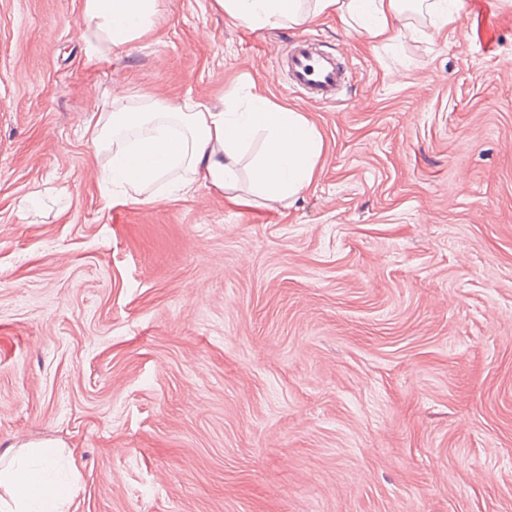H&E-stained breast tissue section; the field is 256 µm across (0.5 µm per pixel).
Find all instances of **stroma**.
<instances>
[{"label":"stroma","mask_w":512,"mask_h":512,"mask_svg":"<svg viewBox=\"0 0 512 512\" xmlns=\"http://www.w3.org/2000/svg\"><path fill=\"white\" fill-rule=\"evenodd\" d=\"M83 2L0 0V453L58 445L67 512H512V6L374 49L159 0L95 69ZM304 32L335 104L270 77ZM116 87L259 93L323 159L286 203L113 201L86 127Z\"/></svg>","instance_id":"obj_1"}]
</instances>
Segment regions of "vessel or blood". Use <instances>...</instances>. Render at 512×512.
<instances>
[{
	"label": "vessel or blood",
	"instance_id": "b4317fda",
	"mask_svg": "<svg viewBox=\"0 0 512 512\" xmlns=\"http://www.w3.org/2000/svg\"><path fill=\"white\" fill-rule=\"evenodd\" d=\"M288 87L319 104L337 102L348 83V72L336 54L319 48L315 38L296 39L282 60Z\"/></svg>",
	"mask_w": 512,
	"mask_h": 512
}]
</instances>
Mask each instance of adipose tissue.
<instances>
[{
	"instance_id": "ef3b65f1",
	"label": "adipose tissue",
	"mask_w": 512,
	"mask_h": 512,
	"mask_svg": "<svg viewBox=\"0 0 512 512\" xmlns=\"http://www.w3.org/2000/svg\"><path fill=\"white\" fill-rule=\"evenodd\" d=\"M233 19L252 29L302 27L324 14L335 15L348 30L366 34L379 45L415 35L418 24L409 0H216ZM158 0H84L78 20L87 61L107 62L153 25ZM264 148L254 159L249 190L265 200L298 197L313 182L323 156V141L302 113L265 96L240 103L237 93L220 108L191 101L180 105L151 99L129 105L124 95L100 113L90 128V142L109 158L99 177L111 182L113 198L136 201L149 188L162 198L192 194L208 185L226 200L240 199L241 154L256 135ZM55 451L39 449L33 461L0 468V512H63L66 488L54 474Z\"/></svg>"
}]
</instances>
